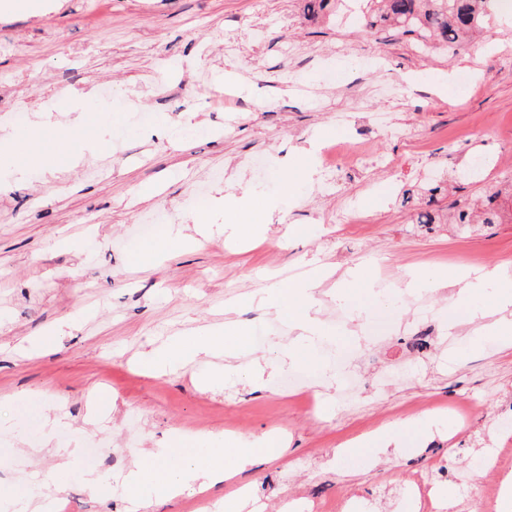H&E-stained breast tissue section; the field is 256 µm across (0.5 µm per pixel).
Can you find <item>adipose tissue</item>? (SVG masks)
<instances>
[{
	"mask_svg": "<svg viewBox=\"0 0 512 512\" xmlns=\"http://www.w3.org/2000/svg\"><path fill=\"white\" fill-rule=\"evenodd\" d=\"M329 276V271L319 270L309 279L289 285L277 284L264 291L263 304L286 317L299 331L294 340L282 347L290 361L307 363L311 360L304 347L305 338L322 331L321 323L312 314L314 291ZM448 277L462 282L456 304L465 308L470 317L484 319V335L512 344V319L504 315L505 310L512 307V286L501 284L499 270H458L449 272ZM492 285L498 288L495 308L488 310L475 305V298ZM224 339L223 327H205L199 335L177 337L150 352L146 362L152 371L164 374L185 367L201 356L223 352ZM287 450L283 440L275 436L230 439L219 448L200 438L184 447L152 449L158 466H135L124 476L123 482L131 502L147 512L148 508L182 495L185 490L205 493L218 485L233 482L257 460L278 459Z\"/></svg>",
	"mask_w": 512,
	"mask_h": 512,
	"instance_id": "obj_1",
	"label": "adipose tissue"
}]
</instances>
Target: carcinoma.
I'll use <instances>...</instances> for the list:
<instances>
[{"mask_svg":"<svg viewBox=\"0 0 512 512\" xmlns=\"http://www.w3.org/2000/svg\"><path fill=\"white\" fill-rule=\"evenodd\" d=\"M366 29L389 27L413 35L418 45L457 50L474 40L487 17L501 12L499 0H365Z\"/></svg>","mask_w":512,"mask_h":512,"instance_id":"cac0c4a2","label":"carcinoma"}]
</instances>
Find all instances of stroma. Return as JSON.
Wrapping results in <instances>:
<instances>
[{
	"label": "stroma",
	"mask_w": 512,
	"mask_h": 512,
	"mask_svg": "<svg viewBox=\"0 0 512 512\" xmlns=\"http://www.w3.org/2000/svg\"><path fill=\"white\" fill-rule=\"evenodd\" d=\"M21 2L0 0V488L56 479L66 512H127L122 481L136 457L176 434L222 444L231 418L237 438L275 431L289 442L286 458L238 479L261 512H284L297 491L354 512H418L408 487L419 476L453 495L429 512H492L494 498L463 497L462 487L475 458L512 444L502 421L512 345L481 337V320L449 324L457 282L423 289L431 311L420 321L404 284L427 267L512 271V223L418 221L430 205L477 212L512 183V17L490 16L483 39L456 54L423 56L394 33L366 32L361 11L342 21L334 0L315 15L305 0H38L34 11ZM384 82L395 96L377 94ZM104 85L111 99L99 98ZM380 114L396 134L377 125ZM35 125L70 136L28 141ZM342 138L355 154L333 177L319 167L294 176L302 151L317 157ZM91 141L104 152L83 154ZM258 157L262 181L249 165ZM204 181L214 231L174 252L137 234L158 212L174 214L172 228L194 224ZM231 198L243 215L276 200L261 240L221 232L234 221ZM294 225L303 234L287 235ZM358 268L378 294L363 296V318L338 320L336 289ZM318 269L333 272L316 290L332 332L330 348L309 340L307 370L326 379L313 407L298 391L254 390L242 378L201 387L202 362L162 376L143 365L167 337L222 323L230 347L275 321L281 337L248 345L239 361L288 375L296 365L282 363L277 343L296 332L258 299ZM416 334L432 349L389 385ZM358 345L371 361L349 359L362 386L346 407L332 349ZM424 400L446 423L412 450L336 456L370 425L418 423L402 411ZM60 412L66 423L49 429ZM91 444L96 476L112 484L106 502L78 468L55 472L54 449Z\"/></svg>",
	"instance_id": "35a3bbf8"
}]
</instances>
